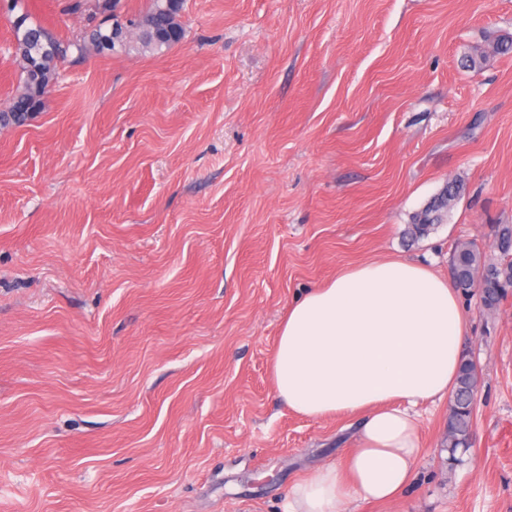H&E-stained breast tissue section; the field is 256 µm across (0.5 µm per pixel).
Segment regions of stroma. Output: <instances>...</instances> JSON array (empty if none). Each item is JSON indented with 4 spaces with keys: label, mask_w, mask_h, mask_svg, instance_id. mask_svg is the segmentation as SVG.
Returning a JSON list of instances; mask_svg holds the SVG:
<instances>
[{
    "label": "stroma",
    "mask_w": 512,
    "mask_h": 512,
    "mask_svg": "<svg viewBox=\"0 0 512 512\" xmlns=\"http://www.w3.org/2000/svg\"><path fill=\"white\" fill-rule=\"evenodd\" d=\"M71 48L0 127V512H284L354 443L271 361L289 306L368 260L450 275L512 225V0H184L162 52L83 48L104 0H26ZM20 66L0 13V109ZM462 178L427 235L412 215ZM470 448L418 406L416 477L353 512H512V292L460 298ZM512 54V37L498 36L485 46H476L469 54L463 55L464 67L469 70H480L490 56Z\"/></svg>",
    "instance_id": "1"
}]
</instances>
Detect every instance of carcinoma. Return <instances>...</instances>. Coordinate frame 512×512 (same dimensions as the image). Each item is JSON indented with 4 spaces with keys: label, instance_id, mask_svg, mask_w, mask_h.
<instances>
[{
    "label": "carcinoma",
    "instance_id": "obj_1",
    "mask_svg": "<svg viewBox=\"0 0 512 512\" xmlns=\"http://www.w3.org/2000/svg\"><path fill=\"white\" fill-rule=\"evenodd\" d=\"M7 15L11 20L16 50L22 60V89L10 100L7 109L0 111V126L19 123L32 117L40 110L42 98L47 92L57 61L67 54L69 46L50 35L45 28L32 21L23 0H4ZM182 9V0H150L149 6L128 22L140 25L139 34L123 33L125 24L112 16L109 27L99 23L88 34V43L98 53L127 51L134 41L159 50L169 48L183 38V30L176 17ZM512 54V37L498 36L485 46H476L469 54L463 55L464 67L479 70L485 61L495 55ZM464 190L458 179L445 183L439 194L426 207L412 216L409 233L422 237L432 226L444 221L455 201ZM496 246L504 253L512 251V225L502 224L497 229ZM500 263L486 260L474 246L462 251L456 250L453 257V280L456 288L469 293L486 280L488 287L482 289L481 301L485 308L498 306L507 295V283L512 281V270L499 269ZM475 365L463 360L460 363L455 395L448 416V448L468 446L471 428V398L477 386Z\"/></svg>",
    "mask_w": 512,
    "mask_h": 512
}]
</instances>
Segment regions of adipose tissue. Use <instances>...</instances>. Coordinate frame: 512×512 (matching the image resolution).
<instances>
[{
  "mask_svg": "<svg viewBox=\"0 0 512 512\" xmlns=\"http://www.w3.org/2000/svg\"><path fill=\"white\" fill-rule=\"evenodd\" d=\"M468 317L451 282L410 260L341 271L288 310L272 368L289 410L360 415L355 445L296 482L285 512L397 499L420 452L417 406L452 397Z\"/></svg>",
  "mask_w": 512,
  "mask_h": 512,
  "instance_id": "obj_1",
  "label": "adipose tissue"
}]
</instances>
